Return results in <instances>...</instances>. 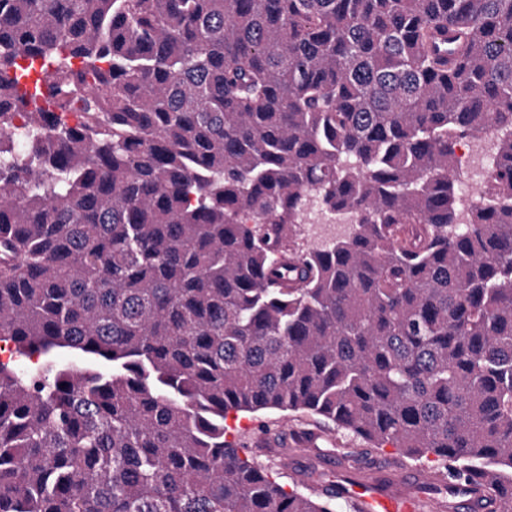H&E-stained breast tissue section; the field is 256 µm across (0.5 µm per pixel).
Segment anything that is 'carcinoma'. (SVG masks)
<instances>
[{"label":"carcinoma","instance_id":"obj_1","mask_svg":"<svg viewBox=\"0 0 512 512\" xmlns=\"http://www.w3.org/2000/svg\"><path fill=\"white\" fill-rule=\"evenodd\" d=\"M0 342V512H353L267 409L511 491L512 0H0ZM488 157L481 155L478 151V143L473 139H465L461 142L460 152L456 157L457 167L466 170L469 178V186L465 197L463 214H467L470 205L476 202L483 190L485 177V163ZM301 422L309 424L314 429L330 433L334 443L319 441L320 448H316L315 442L311 440L297 445L303 448H291L288 438L287 444L282 435L283 430L287 427L288 432L296 429ZM225 425L228 427L229 440L241 441L250 454L265 463L270 461L274 470L280 473H291V469L296 464L313 466L314 474L309 480V486L313 490L324 488L331 480L336 479V473L343 477V471L338 468L334 475L326 470L327 457H332L335 461L339 459L343 470L348 473V463L342 459V455L347 451L355 452L368 448L364 443L348 437L342 431H337L331 423L301 412L269 410L254 414L231 413L227 416ZM283 463L288 465V469L283 467ZM329 488H336V492L354 499L360 512H416L420 507L418 501L398 491L390 494L380 493L371 486L369 479L365 478L352 479L345 484L339 477L336 485L333 480ZM424 510L426 509L418 512H428Z\"/></svg>","mask_w":512,"mask_h":512}]
</instances>
